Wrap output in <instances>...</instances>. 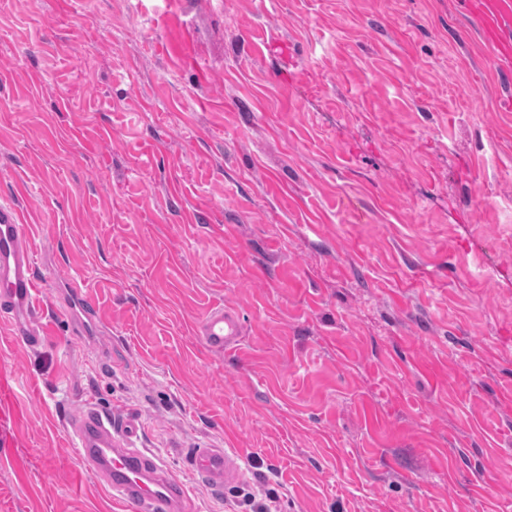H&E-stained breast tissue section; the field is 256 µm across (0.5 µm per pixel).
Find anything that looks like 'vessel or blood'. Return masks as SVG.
Here are the masks:
<instances>
[{
    "instance_id": "1",
    "label": "vessel or blood",
    "mask_w": 512,
    "mask_h": 512,
    "mask_svg": "<svg viewBox=\"0 0 512 512\" xmlns=\"http://www.w3.org/2000/svg\"><path fill=\"white\" fill-rule=\"evenodd\" d=\"M461 7L481 26L484 41L502 69L512 68V0H462ZM36 262L31 253L20 209L0 203V319L11 325L14 338L28 345L41 340L42 325ZM199 333L210 350L238 346V314L216 307L203 317ZM78 452L111 491L125 512H183L187 490L155 459L133 448L131 429L116 428L111 416L87 409L69 421ZM190 466L211 488H221L230 475L227 453L198 448Z\"/></svg>"
}]
</instances>
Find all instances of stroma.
Segmentation results:
<instances>
[{"mask_svg": "<svg viewBox=\"0 0 512 512\" xmlns=\"http://www.w3.org/2000/svg\"><path fill=\"white\" fill-rule=\"evenodd\" d=\"M459 2L0 0V202L102 315L0 325V512H122L89 406L187 512L254 458L280 512H512V82ZM199 333L210 350H231L241 341L239 316L232 309L212 308L201 320ZM189 463L212 489H220L231 472L228 455L222 448H195Z\"/></svg>", "mask_w": 512, "mask_h": 512, "instance_id": "35a3bbf8", "label": "stroma"}]
</instances>
